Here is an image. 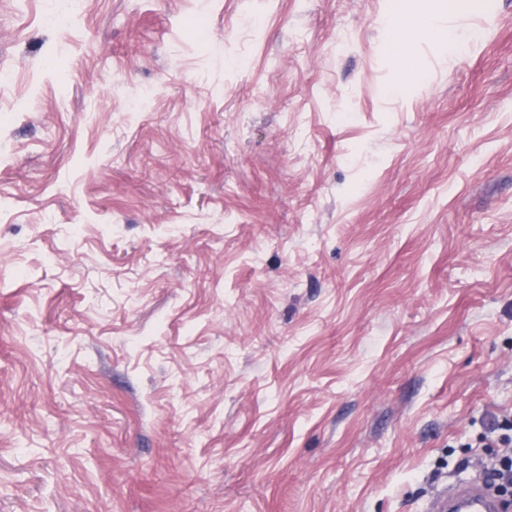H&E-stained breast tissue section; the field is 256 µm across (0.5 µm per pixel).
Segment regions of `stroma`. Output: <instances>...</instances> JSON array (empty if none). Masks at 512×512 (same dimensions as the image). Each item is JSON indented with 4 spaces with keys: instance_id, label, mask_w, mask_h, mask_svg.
<instances>
[{
    "instance_id": "stroma-1",
    "label": "stroma",
    "mask_w": 512,
    "mask_h": 512,
    "mask_svg": "<svg viewBox=\"0 0 512 512\" xmlns=\"http://www.w3.org/2000/svg\"><path fill=\"white\" fill-rule=\"evenodd\" d=\"M450 6L0 0V512H423L512 455V0ZM403 32L421 33L436 41H446L449 35L447 26L437 15L422 10L416 11L407 23L397 28V38Z\"/></svg>"
}]
</instances>
